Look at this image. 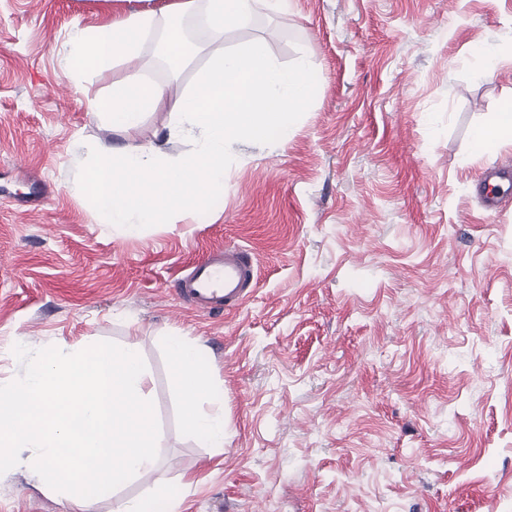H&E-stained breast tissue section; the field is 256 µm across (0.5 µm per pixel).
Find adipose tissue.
<instances>
[{
  "mask_svg": "<svg viewBox=\"0 0 512 512\" xmlns=\"http://www.w3.org/2000/svg\"><path fill=\"white\" fill-rule=\"evenodd\" d=\"M256 0H205L203 11H196V0H168L160 11H138L91 28L74 27L62 60V72L78 85L86 71L106 74L120 62L134 58L145 35L159 20L172 23L198 13L199 23L212 36H224L228 27L250 26ZM181 395L185 429L212 448L224 445V411L203 410L202 400L223 401L210 378L198 346L179 340L167 346Z\"/></svg>",
  "mask_w": 512,
  "mask_h": 512,
  "instance_id": "adipose-tissue-1",
  "label": "adipose tissue"
}]
</instances>
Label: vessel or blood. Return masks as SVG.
<instances>
[{
	"mask_svg": "<svg viewBox=\"0 0 512 512\" xmlns=\"http://www.w3.org/2000/svg\"><path fill=\"white\" fill-rule=\"evenodd\" d=\"M255 268V255L249 249L213 250L176 280L171 293L202 314L220 315L241 308L253 296Z\"/></svg>",
	"mask_w": 512,
	"mask_h": 512,
	"instance_id": "obj_1",
	"label": "vessel or blood"
}]
</instances>
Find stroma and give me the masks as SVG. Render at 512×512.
Listing matches in <instances>:
<instances>
[{
    "label": "stroma",
    "mask_w": 512,
    "mask_h": 512,
    "mask_svg": "<svg viewBox=\"0 0 512 512\" xmlns=\"http://www.w3.org/2000/svg\"><path fill=\"white\" fill-rule=\"evenodd\" d=\"M138 0H0V378L15 344L140 340L160 425L157 469L95 512L169 487L179 512H512V189L488 216L478 192L512 171V140L482 153L474 127L512 106V0H286L257 30L278 64L316 65L315 99L287 142L232 144L208 213L128 233L98 223L77 183L80 143L161 142L165 112L131 133L87 99L139 73L189 91L214 44L161 67L155 34L75 90L59 66L73 26ZM504 48L483 72L471 55ZM254 252L251 300L221 318L168 296L210 250ZM200 346L224 393V445L181 422L165 351ZM0 512H68L27 473L0 477Z\"/></svg>",
    "instance_id": "1"
}]
</instances>
